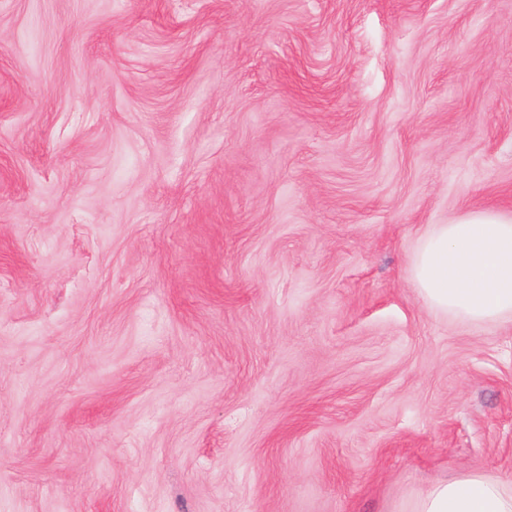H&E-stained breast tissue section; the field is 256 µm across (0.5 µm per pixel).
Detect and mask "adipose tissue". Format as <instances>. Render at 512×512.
<instances>
[{
	"instance_id": "adipose-tissue-1",
	"label": "adipose tissue",
	"mask_w": 512,
	"mask_h": 512,
	"mask_svg": "<svg viewBox=\"0 0 512 512\" xmlns=\"http://www.w3.org/2000/svg\"><path fill=\"white\" fill-rule=\"evenodd\" d=\"M413 277L438 310L474 322L512 320V220L484 212L432 225ZM417 512H512V487L483 477L444 481L421 497Z\"/></svg>"
}]
</instances>
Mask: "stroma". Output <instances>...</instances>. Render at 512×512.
Masks as SVG:
<instances>
[{
	"mask_svg": "<svg viewBox=\"0 0 512 512\" xmlns=\"http://www.w3.org/2000/svg\"><path fill=\"white\" fill-rule=\"evenodd\" d=\"M512 0H0V512H416L512 485ZM431 226L412 270L429 304L474 322L512 320V220L484 212ZM417 512H512V486L483 477L444 481L421 497Z\"/></svg>",
	"mask_w": 512,
	"mask_h": 512,
	"instance_id": "35a3bbf8",
	"label": "stroma"
}]
</instances>
